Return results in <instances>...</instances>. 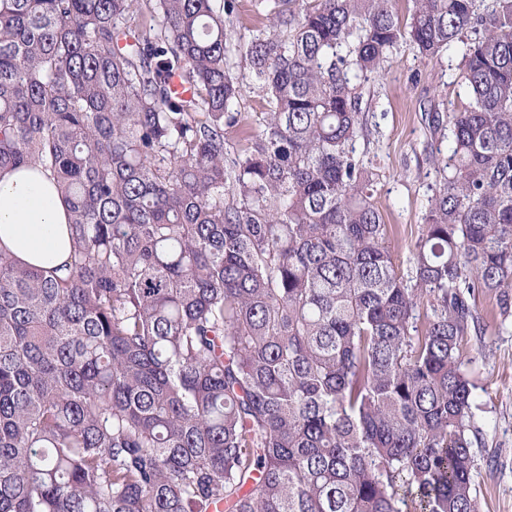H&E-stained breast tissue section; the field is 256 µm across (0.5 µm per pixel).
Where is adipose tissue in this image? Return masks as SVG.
I'll list each match as a JSON object with an SVG mask.
<instances>
[{
  "mask_svg": "<svg viewBox=\"0 0 512 512\" xmlns=\"http://www.w3.org/2000/svg\"><path fill=\"white\" fill-rule=\"evenodd\" d=\"M0 249L46 268L68 256L66 207L40 166L0 173Z\"/></svg>",
  "mask_w": 512,
  "mask_h": 512,
  "instance_id": "adipose-tissue-1",
  "label": "adipose tissue"
}]
</instances>
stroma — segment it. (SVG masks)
<instances>
[{
	"label": "stroma",
	"mask_w": 512,
	"mask_h": 512,
	"mask_svg": "<svg viewBox=\"0 0 512 512\" xmlns=\"http://www.w3.org/2000/svg\"><path fill=\"white\" fill-rule=\"evenodd\" d=\"M374 99L368 122L369 142H357L378 170L375 202L391 224L389 245L400 271L409 268L410 251L434 183V159H447L449 138L432 134L431 117L447 122L449 112L469 99L462 77L461 54L449 50L428 60L403 48L371 82ZM488 325L485 336L468 344L464 371L474 384L475 421L480 436L474 448V495L478 512H512V322L495 327L494 298L477 300Z\"/></svg>",
	"instance_id": "stroma-1"
}]
</instances>
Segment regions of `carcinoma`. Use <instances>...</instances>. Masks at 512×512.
I'll return each instance as SVG.
<instances>
[{
	"instance_id": "cac0c4a2",
	"label": "carcinoma",
	"mask_w": 512,
	"mask_h": 512,
	"mask_svg": "<svg viewBox=\"0 0 512 512\" xmlns=\"http://www.w3.org/2000/svg\"><path fill=\"white\" fill-rule=\"evenodd\" d=\"M395 2L254 0L246 41L237 0L133 28L141 0H0V172L49 171L70 231L60 266L0 251V512H476L464 347L477 295L512 316V0ZM402 47L459 48L470 89L409 278L355 148ZM238 1V19L236 21V31L241 34L244 40L250 39L253 33H256L261 24L253 12L254 0H237ZM234 108L241 112L242 125H245L243 126L244 128L257 127L259 112H263V108L256 90L247 89Z\"/></svg>"
}]
</instances>
